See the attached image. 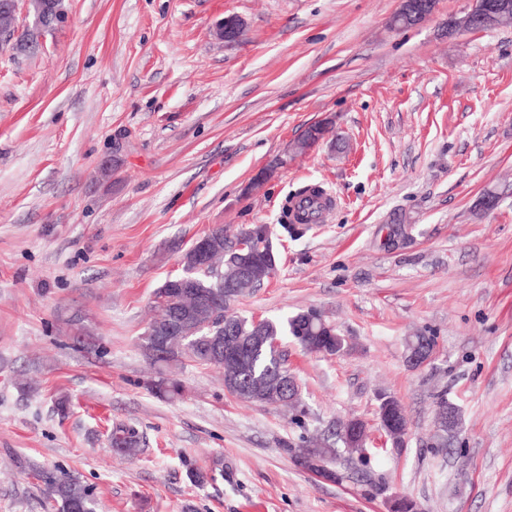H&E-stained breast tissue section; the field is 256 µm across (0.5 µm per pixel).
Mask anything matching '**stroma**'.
Listing matches in <instances>:
<instances>
[{"label": "stroma", "mask_w": 512, "mask_h": 512, "mask_svg": "<svg viewBox=\"0 0 512 512\" xmlns=\"http://www.w3.org/2000/svg\"><path fill=\"white\" fill-rule=\"evenodd\" d=\"M398 4L64 0L36 51L0 47V512H51L61 473L96 512H512V25L445 36L468 0H438L394 30ZM327 122L345 148L292 151ZM311 184L336 209L286 229ZM250 224L270 225L277 271L233 310H315L346 341L324 356L283 337L299 412L139 347L181 255ZM418 332L436 346L416 369ZM383 393L405 446L378 426ZM439 394L459 411L445 447ZM351 419L365 452L340 451L338 480L298 465ZM118 423L143 433L136 457L113 450ZM418 344L420 346H426L428 348H434L436 345L435 337L421 333L416 336H410L408 345ZM433 356V352L418 348L416 345L411 346L405 355L407 364L413 368H420L427 365Z\"/></svg>", "instance_id": "stroma-1"}]
</instances>
